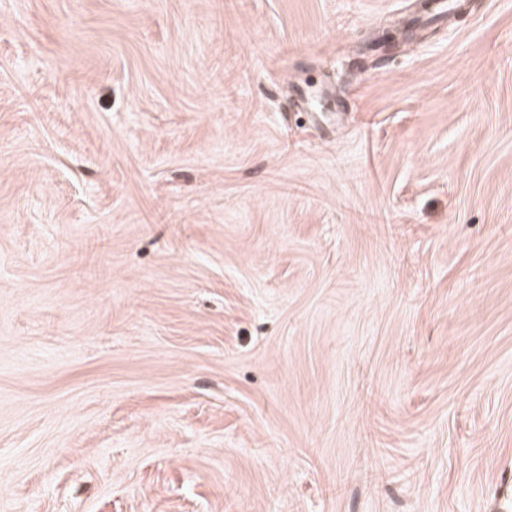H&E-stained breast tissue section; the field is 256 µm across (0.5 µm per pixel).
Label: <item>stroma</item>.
<instances>
[{
  "label": "stroma",
  "instance_id": "stroma-1",
  "mask_svg": "<svg viewBox=\"0 0 512 512\" xmlns=\"http://www.w3.org/2000/svg\"><path fill=\"white\" fill-rule=\"evenodd\" d=\"M512 0H0V512H506Z\"/></svg>",
  "mask_w": 512,
  "mask_h": 512
}]
</instances>
